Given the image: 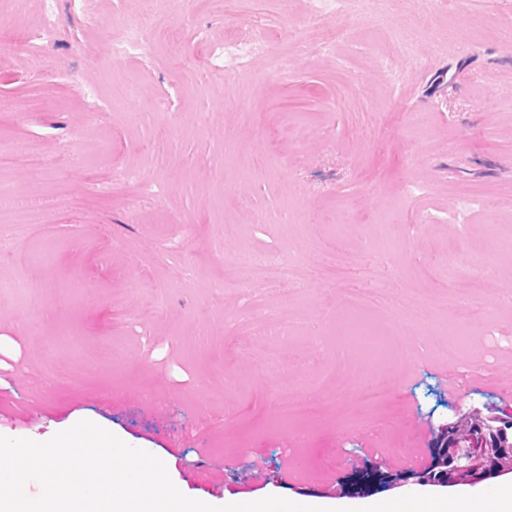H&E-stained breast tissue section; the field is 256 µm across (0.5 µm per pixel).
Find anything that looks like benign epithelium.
Masks as SVG:
<instances>
[{"label": "benign epithelium", "mask_w": 512, "mask_h": 512, "mask_svg": "<svg viewBox=\"0 0 512 512\" xmlns=\"http://www.w3.org/2000/svg\"><path fill=\"white\" fill-rule=\"evenodd\" d=\"M484 432L460 438L448 449L445 467L459 480L482 482L512 473V454L507 450L494 452L491 440L506 439L512 429V420L503 421L496 416L483 418Z\"/></svg>", "instance_id": "1"}]
</instances>
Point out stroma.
Returning <instances> with one entry per match:
<instances>
[{
	"label": "stroma",
	"mask_w": 512,
	"mask_h": 512,
	"mask_svg": "<svg viewBox=\"0 0 512 512\" xmlns=\"http://www.w3.org/2000/svg\"><path fill=\"white\" fill-rule=\"evenodd\" d=\"M314 2L187 0L149 22L151 58L113 68L141 0L92 17L58 0L43 54L31 0H8L0 181L43 185L44 221L0 209V436L89 420L194 499L464 489L442 465L450 424L512 418V0ZM256 16L266 51L225 77L221 43ZM127 169L148 186L135 202ZM464 187L494 213L457 223ZM271 251L302 277L246 281L238 259ZM480 265L499 275L478 310L422 308ZM269 311L289 336L259 334ZM300 383L307 411L281 418Z\"/></svg>",
	"instance_id": "35a3bbf8"
}]
</instances>
